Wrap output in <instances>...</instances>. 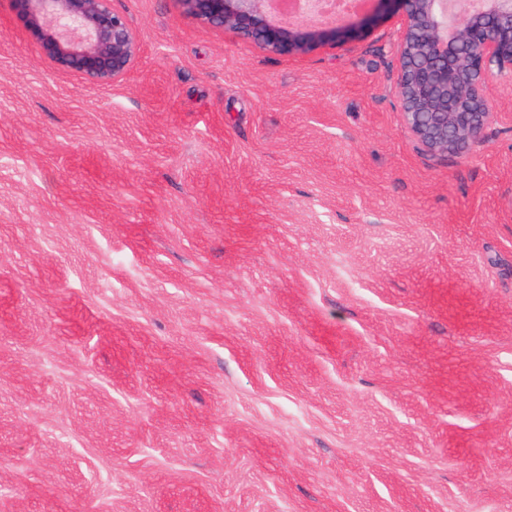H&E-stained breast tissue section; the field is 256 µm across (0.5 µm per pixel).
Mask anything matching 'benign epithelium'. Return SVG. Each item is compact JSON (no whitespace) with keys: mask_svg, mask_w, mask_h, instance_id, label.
Returning <instances> with one entry per match:
<instances>
[{"mask_svg":"<svg viewBox=\"0 0 512 512\" xmlns=\"http://www.w3.org/2000/svg\"><path fill=\"white\" fill-rule=\"evenodd\" d=\"M368 9L326 15L308 0L294 18L273 0H177L199 22L230 29L276 55L334 48L359 27L351 16L401 14L398 92L404 124L424 151L463 154L484 137L491 105L486 84L512 72V0H367ZM41 53L58 68L108 84L131 68L138 44L128 18L111 0H7Z\"/></svg>","mask_w":512,"mask_h":512,"instance_id":"benign-epithelium-1","label":"benign epithelium"}]
</instances>
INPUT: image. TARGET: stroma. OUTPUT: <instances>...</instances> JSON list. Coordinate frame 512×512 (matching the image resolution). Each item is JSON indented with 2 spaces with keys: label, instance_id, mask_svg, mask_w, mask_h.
<instances>
[{
  "label": "stroma",
  "instance_id": "1",
  "mask_svg": "<svg viewBox=\"0 0 512 512\" xmlns=\"http://www.w3.org/2000/svg\"><path fill=\"white\" fill-rule=\"evenodd\" d=\"M112 7L96 85L0 5V512H512V76L434 157L399 14L280 56Z\"/></svg>",
  "mask_w": 512,
  "mask_h": 512
}]
</instances>
